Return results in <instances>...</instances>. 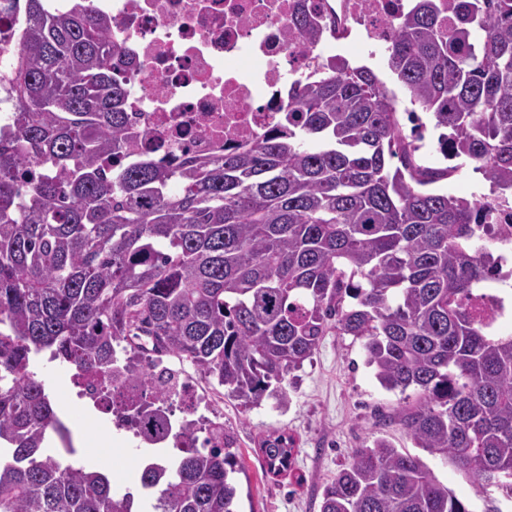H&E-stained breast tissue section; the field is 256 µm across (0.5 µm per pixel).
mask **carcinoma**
Wrapping results in <instances>:
<instances>
[{
	"mask_svg": "<svg viewBox=\"0 0 512 512\" xmlns=\"http://www.w3.org/2000/svg\"><path fill=\"white\" fill-rule=\"evenodd\" d=\"M0 512H135V497L48 449L65 433L32 358L74 378L122 363L141 387L145 437L168 434L166 382L138 352L148 337L227 394L284 401L288 375L324 337L362 342L380 386L413 403L387 415L416 447L483 487L512 491V335L463 304L499 274L478 199L452 195L448 169L420 164L396 99L370 68L322 60L288 93L260 141L204 159L129 157L126 83L109 17L93 0H0ZM410 102L451 126L453 154L512 193V0H461L454 29L438 0H413L385 49ZM147 464L149 512H235L234 441ZM296 440H261L269 472L292 470ZM320 512H472L416 455L385 437L353 450Z\"/></svg>",
	"mask_w": 512,
	"mask_h": 512,
	"instance_id": "carcinoma-1",
	"label": "carcinoma"
}]
</instances>
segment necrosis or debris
<instances>
[{
  "instance_id": "1",
  "label": "necrosis or debris",
  "mask_w": 512,
  "mask_h": 512,
  "mask_svg": "<svg viewBox=\"0 0 512 512\" xmlns=\"http://www.w3.org/2000/svg\"><path fill=\"white\" fill-rule=\"evenodd\" d=\"M408 7L409 0H96L112 20L116 49L137 61L127 85L134 153L169 161L252 144L276 128L289 80L308 75L321 58L293 24L299 12L319 23L321 44L356 42L375 51L389 45ZM479 203L511 260L512 199L484 194ZM145 351L154 373L175 379L186 407L183 417L170 418L161 447H179L189 428L223 444L224 419L199 414L185 367L153 346Z\"/></svg>"
}]
</instances>
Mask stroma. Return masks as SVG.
Returning a JSON list of instances; mask_svg holds the SVG:
<instances>
[{"instance_id":"stroma-1","label":"stroma","mask_w":512,"mask_h":512,"mask_svg":"<svg viewBox=\"0 0 512 512\" xmlns=\"http://www.w3.org/2000/svg\"><path fill=\"white\" fill-rule=\"evenodd\" d=\"M344 54L355 64H369L395 95L398 108H408L409 94L388 70L385 52L370 58L360 44L352 43ZM31 368L47 381L50 397H57L62 390L69 392L67 406L78 416L75 436L83 445L81 462L108 468L114 483L140 493L144 457L129 444L114 454L111 462H104L98 445L107 440V428L95 418L82 417L83 405L71 395L72 368L41 357ZM285 388L286 402L268 398L257 408L232 396L224 399V428L234 437V451L242 466L235 476L237 512H319L324 486L348 461L352 450L381 436L399 450L418 452L433 476L468 501L473 512H512L511 494L496 487H478L441 456L416 451L403 429L383 421V414L403 405L404 399L378 384L365 364L361 341L350 336L324 337L311 361L290 374ZM276 430L288 431L296 439L294 474L276 477L266 471L258 443Z\"/></svg>"}]
</instances>
